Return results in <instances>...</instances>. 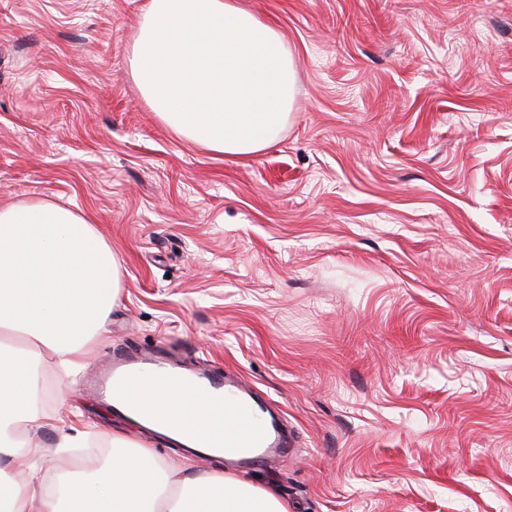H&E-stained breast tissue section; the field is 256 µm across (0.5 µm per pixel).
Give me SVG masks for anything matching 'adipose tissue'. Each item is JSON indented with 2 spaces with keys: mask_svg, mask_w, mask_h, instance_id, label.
<instances>
[{
  "mask_svg": "<svg viewBox=\"0 0 512 512\" xmlns=\"http://www.w3.org/2000/svg\"><path fill=\"white\" fill-rule=\"evenodd\" d=\"M146 104L178 137L227 157L275 146L294 102L286 41L239 0H148L128 55ZM121 264L90 220L36 200L0 207V461L26 471L34 450L21 429L39 428L34 358L39 346L78 352L102 335L119 298ZM139 424L168 435L208 436L222 414L155 381L133 394ZM42 512H288L274 490L224 473L173 471L116 436L106 465L61 477Z\"/></svg>",
  "mask_w": 512,
  "mask_h": 512,
  "instance_id": "1",
  "label": "adipose tissue"
}]
</instances>
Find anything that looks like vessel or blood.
<instances>
[{"mask_svg": "<svg viewBox=\"0 0 512 512\" xmlns=\"http://www.w3.org/2000/svg\"><path fill=\"white\" fill-rule=\"evenodd\" d=\"M149 374L204 405L220 407L233 426L232 431L213 433L199 442H183L186 453L204 458L223 450L232 454L233 466L241 467L267 462L285 448L279 426L266 417V401L240 377L212 370L188 376L178 372L176 361L154 353H118L96 382L98 387L109 388L113 399L122 400Z\"/></svg>", "mask_w": 512, "mask_h": 512, "instance_id": "b4317fda", "label": "vessel or blood"}]
</instances>
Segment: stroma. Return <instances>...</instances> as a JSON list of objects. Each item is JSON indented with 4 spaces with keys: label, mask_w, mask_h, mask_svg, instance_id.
<instances>
[{
    "label": "stroma",
    "mask_w": 512,
    "mask_h": 512,
    "mask_svg": "<svg viewBox=\"0 0 512 512\" xmlns=\"http://www.w3.org/2000/svg\"><path fill=\"white\" fill-rule=\"evenodd\" d=\"M293 54L280 142L174 135L128 67L146 0H0V206L48 198L121 260L105 338L49 397L33 481L72 429L185 455L100 398L114 351L229 369L288 425L237 470L289 512H512V0H243Z\"/></svg>",
    "instance_id": "35a3bbf8"
}]
</instances>
